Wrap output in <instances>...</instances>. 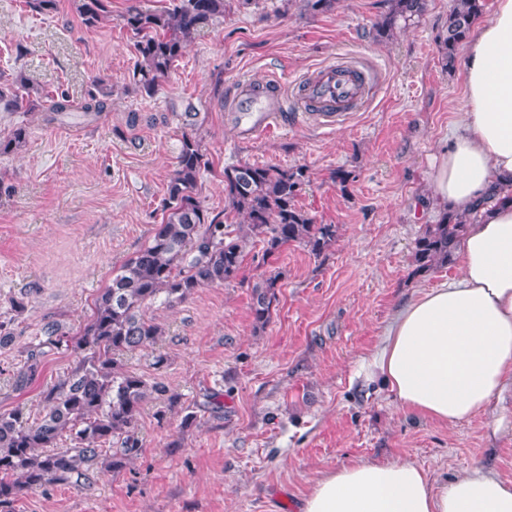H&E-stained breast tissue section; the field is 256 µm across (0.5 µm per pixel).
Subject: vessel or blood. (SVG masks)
<instances>
[{"mask_svg": "<svg viewBox=\"0 0 512 512\" xmlns=\"http://www.w3.org/2000/svg\"><path fill=\"white\" fill-rule=\"evenodd\" d=\"M371 76L356 65L330 64L317 68L307 82V87L295 105L303 118L315 119L319 128L331 129L366 101ZM287 102H280L278 109L264 107L250 85L239 91L235 112L244 118L253 133L262 134L279 126Z\"/></svg>", "mask_w": 512, "mask_h": 512, "instance_id": "1", "label": "vessel or blood"}]
</instances>
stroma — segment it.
Here are the masks:
<instances>
[{
	"mask_svg": "<svg viewBox=\"0 0 512 512\" xmlns=\"http://www.w3.org/2000/svg\"><path fill=\"white\" fill-rule=\"evenodd\" d=\"M57 4L39 14L25 0H0V72H23L75 107L54 121L42 106L0 110L1 137L21 123L29 131L20 151L0 157V320L14 336L0 346V412L39 418L44 391L76 365L72 348H55L25 387L14 385L43 324L79 334L113 269L162 224L184 133L208 162L195 189L208 215L224 211L226 166L300 167L296 206L339 232L320 255L290 245L267 265L262 243L248 245L235 279L151 306L166 328L156 348L165 364L143 352L122 362L179 400L145 406L141 454L121 471L94 472L90 486L28 491L0 512H299L321 473L357 461L408 459L436 487L479 464L512 482V429L495 424L512 414L511 390L488 414L443 425L405 412L358 373L396 310L458 272L454 260L422 273L413 262L416 238L440 216L427 205L433 165L466 102L462 62L446 66L438 50L453 0H427L417 23L383 42L371 30L385 0H341L318 14L298 0L231 6L195 31L152 96L133 82L123 16L171 0H112L94 27L83 24L79 0ZM349 60L377 83L331 131L292 117L250 137L229 113L240 83L276 79L293 96L318 67ZM96 77L112 95L91 119L78 108ZM187 112L201 122L185 127ZM339 169L346 182L336 181ZM273 273L276 299L259 327L253 289Z\"/></svg>",
	"mask_w": 512,
	"mask_h": 512,
	"instance_id": "1",
	"label": "stroma"
}]
</instances>
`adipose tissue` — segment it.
<instances>
[{"label":"adipose tissue","instance_id":"adipose-tissue-1","mask_svg":"<svg viewBox=\"0 0 512 512\" xmlns=\"http://www.w3.org/2000/svg\"><path fill=\"white\" fill-rule=\"evenodd\" d=\"M467 39L466 107L431 181L430 201L479 210L458 243L459 272L411 298L363 362L408 413L454 425L486 414L512 382V0H490ZM301 512H512V482L476 466L434 489L407 459L354 462L320 475Z\"/></svg>","mask_w":512,"mask_h":512}]
</instances>
